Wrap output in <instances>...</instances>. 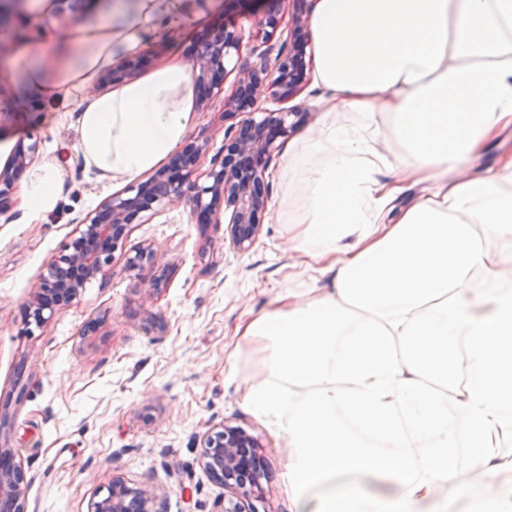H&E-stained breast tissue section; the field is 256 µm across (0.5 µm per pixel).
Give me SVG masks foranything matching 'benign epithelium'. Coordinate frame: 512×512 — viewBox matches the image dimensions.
Here are the masks:
<instances>
[{
	"label": "benign epithelium",
	"mask_w": 512,
	"mask_h": 512,
	"mask_svg": "<svg viewBox=\"0 0 512 512\" xmlns=\"http://www.w3.org/2000/svg\"><path fill=\"white\" fill-rule=\"evenodd\" d=\"M241 31L224 26L202 45L192 68L200 96L198 107L206 109L221 93L226 63L239 52ZM311 41L306 24L295 21L292 33L279 46L261 50L253 65L240 72L234 93L224 99V112L247 117L224 133V155L210 160L209 183L191 181L204 164L205 143L193 141L177 151L169 163L151 176L129 186L100 203L77 225L65 252L54 258L40 278L39 286L26 306L27 325L43 327L49 315L68 306L80 295L84 284L101 273L122 247L131 225L148 222L159 210L188 207L203 224H227L230 249L242 253L256 241V215L268 204L266 174L279 146L297 126L299 113L286 108L256 113V100L270 90L280 100L297 91L305 66L302 46ZM135 66L127 62L110 69L101 81L117 84L133 75ZM36 144L20 147L10 163L0 169V210L12 194L18 176L33 162ZM158 261L151 248L127 259L128 269H140ZM254 438L237 425L225 424L203 438L200 464L211 478L230 490L224 512H246L242 500L249 497L255 483L250 457ZM29 483L12 448H0V512H24ZM157 491L148 485L132 484L121 476L90 504L88 512H157Z\"/></svg>",
	"instance_id": "benign-epithelium-1"
}]
</instances>
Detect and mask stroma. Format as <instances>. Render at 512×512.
Segmentation results:
<instances>
[{"mask_svg":"<svg viewBox=\"0 0 512 512\" xmlns=\"http://www.w3.org/2000/svg\"><path fill=\"white\" fill-rule=\"evenodd\" d=\"M195 19L184 27L156 23L140 50L143 78L155 69L192 65L208 32L242 27L243 44L227 65L225 90L266 43L287 36L292 17L310 21L312 0H282L284 23L269 39L257 34L239 0H192ZM0 165L19 143H37L35 164L53 160L62 176L55 209L28 221L23 202L0 215V403H23L0 430V446L15 449L29 479L24 512H88L113 476L155 487L159 512H224V487L199 462L203 437L225 423L259 442L262 476L253 491L257 512H290L283 489L288 440L250 407L247 396L265 374L258 346L241 334L245 322L277 307L287 289L304 298L329 287L313 278L288 248L286 224L301 216L303 185L291 152L316 125L326 97L307 64L290 106L302 112L298 129L269 168L268 208L259 216L252 248L235 253L224 227L201 224L189 212H158L134 225L105 274L88 282L77 301L27 332L24 311L49 262L69 243L75 225L124 184L101 182L78 154L77 105L21 94L29 65L24 47L53 43L77 48L78 24L54 13L49 0H26L23 12L0 26ZM230 125L222 107L199 111L186 138L221 155ZM512 159V127L483 152L451 171L465 180ZM281 210L283 223L272 220ZM152 248L159 263L127 270L125 257ZM157 279L153 292L143 283Z\"/></svg>","mask_w":512,"mask_h":512,"instance_id":"35a3bbf8","label":"stroma"}]
</instances>
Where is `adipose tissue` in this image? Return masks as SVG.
Segmentation results:
<instances>
[{
	"label": "adipose tissue",
	"mask_w": 512,
	"mask_h": 512,
	"mask_svg": "<svg viewBox=\"0 0 512 512\" xmlns=\"http://www.w3.org/2000/svg\"><path fill=\"white\" fill-rule=\"evenodd\" d=\"M185 2L113 0L110 13L133 22L83 23L75 51H27L24 93L78 97V150L100 180L134 179L186 136V67L91 90L146 25L187 24ZM311 30L319 82L356 123L322 113L297 149L302 216L288 241L332 286L245 325L266 371L248 403L288 438L294 512H450L438 487L451 479L466 484L470 512H512V163L448 179L512 125V0H318ZM381 110L408 160L389 181L374 147ZM413 177L427 194L386 222ZM60 187L53 162L30 173L29 221ZM373 478L391 493L372 491Z\"/></svg>",
	"instance_id": "obj_1"
}]
</instances>
